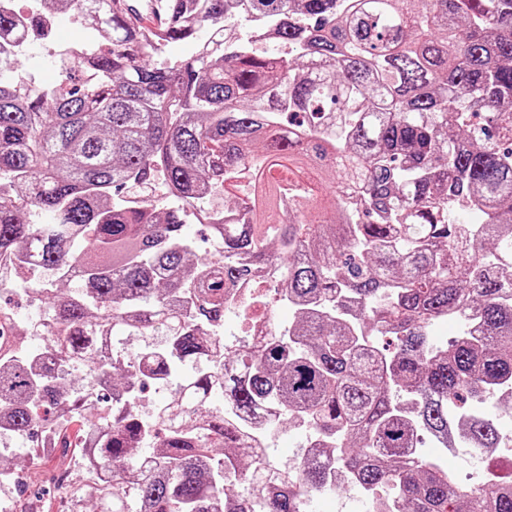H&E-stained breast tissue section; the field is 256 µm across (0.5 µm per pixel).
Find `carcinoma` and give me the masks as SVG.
<instances>
[{
	"label": "carcinoma",
	"instance_id": "obj_1",
	"mask_svg": "<svg viewBox=\"0 0 512 512\" xmlns=\"http://www.w3.org/2000/svg\"><path fill=\"white\" fill-rule=\"evenodd\" d=\"M41 2L26 26L0 9V258L32 259L55 285L40 288L52 330L43 351L21 350L0 308V423L25 441L53 433L50 454L72 447L40 410L89 405L64 383L77 362L122 372L111 415L78 429L79 460L103 476L94 512H308L338 489L368 496V512H512V475L463 491L420 449L464 410L470 447L502 435L475 405L512 386V0H199L191 13L166 0L162 34L199 44L168 69L149 65L154 31L128 23L129 0H87L90 51L62 73L93 78L17 94V53L43 16L75 7ZM248 16L273 19L288 55L227 44ZM318 161L336 196L305 224L318 195L273 170ZM246 167L254 222L211 225L224 257H196L185 209ZM158 174L180 207L114 201ZM261 224L276 251L256 241ZM246 251L280 267L295 317L215 351L241 313L231 295L251 267L232 257ZM448 317L460 335L438 342ZM369 329L392 341L378 348ZM104 333L149 342L125 359L97 351ZM174 376L145 421L131 396ZM288 418L320 453L267 490L268 437Z\"/></svg>",
	"mask_w": 512,
	"mask_h": 512
}]
</instances>
